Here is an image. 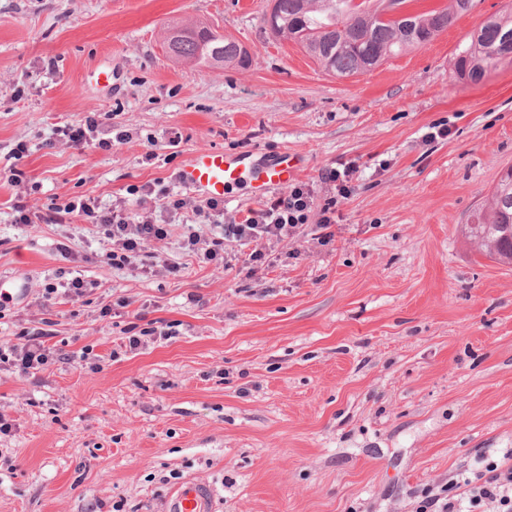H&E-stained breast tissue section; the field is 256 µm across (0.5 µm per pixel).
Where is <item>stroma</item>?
I'll use <instances>...</instances> for the list:
<instances>
[{
	"instance_id": "1",
	"label": "stroma",
	"mask_w": 512,
	"mask_h": 512,
	"mask_svg": "<svg viewBox=\"0 0 512 512\" xmlns=\"http://www.w3.org/2000/svg\"><path fill=\"white\" fill-rule=\"evenodd\" d=\"M271 7L0 0V275L24 288L0 306V344L41 328L58 273L95 284L53 304L45 370L0 364V413L16 424L0 434V512H165L188 479L214 485L215 512H416L428 489L512 448V266L465 234L512 168V64L477 84L455 71L468 34L512 0H474L431 42L349 77L262 29ZM177 22L237 39L249 63L170 59ZM91 113L99 137L126 140L71 145L62 128ZM207 148L301 158L309 221L255 274L236 242L218 264L187 254L189 209L136 269L107 263L102 230L80 219L15 222L19 199L135 208L131 187H177ZM332 171L348 172L349 195ZM261 205L234 184L223 223L200 232L223 238ZM151 328L174 335L126 348Z\"/></svg>"
}]
</instances>
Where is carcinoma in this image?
I'll return each instance as SVG.
<instances>
[{"instance_id":"1","label":"carcinoma","mask_w":512,"mask_h":512,"mask_svg":"<svg viewBox=\"0 0 512 512\" xmlns=\"http://www.w3.org/2000/svg\"><path fill=\"white\" fill-rule=\"evenodd\" d=\"M389 0H276L282 26L279 36L299 45L325 71L337 76L369 72L387 58L432 41L452 20L469 12L473 0H448L439 6L414 11L405 18L388 12ZM167 28L164 47L170 57L209 67L244 66L242 45L218 36L207 44ZM512 61V12L494 14L471 33L456 57V72L477 83L499 63ZM512 224V175L500 179L489 206L468 225L471 240L480 247L512 252V240L502 225Z\"/></svg>"}]
</instances>
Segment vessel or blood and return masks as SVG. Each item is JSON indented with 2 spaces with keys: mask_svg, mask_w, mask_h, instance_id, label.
<instances>
[{
  "mask_svg": "<svg viewBox=\"0 0 512 512\" xmlns=\"http://www.w3.org/2000/svg\"><path fill=\"white\" fill-rule=\"evenodd\" d=\"M299 166L291 154H281L270 165L248 164L245 158L224 153L220 149L195 152L179 170L180 184L189 190L210 198L223 197L229 185L239 181L243 174H251L257 194L283 186L297 174ZM215 489L213 485L188 480L173 489L166 498V512H213Z\"/></svg>",
  "mask_w": 512,
  "mask_h": 512,
  "instance_id": "b4317fda",
  "label": "vessel or blood"
}]
</instances>
